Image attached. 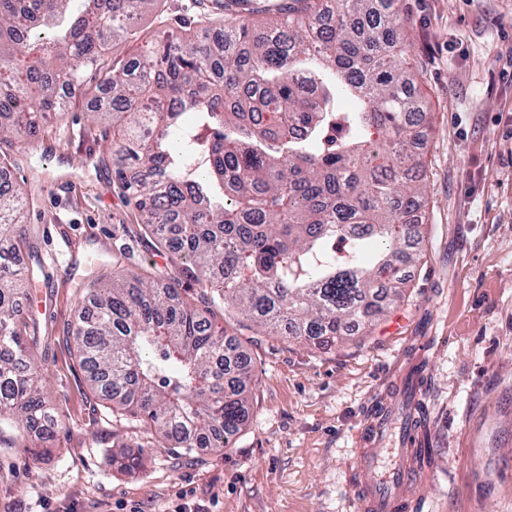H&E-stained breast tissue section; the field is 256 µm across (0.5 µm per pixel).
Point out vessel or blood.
Wrapping results in <instances>:
<instances>
[{
  "label": "vessel or blood",
  "mask_w": 512,
  "mask_h": 512,
  "mask_svg": "<svg viewBox=\"0 0 512 512\" xmlns=\"http://www.w3.org/2000/svg\"><path fill=\"white\" fill-rule=\"evenodd\" d=\"M395 384L404 403L397 447L385 445L391 425L387 403L374 406L369 420L356 431L362 444L354 465L359 480L352 487L356 512H417L420 489L432 477L431 467L417 450L425 422L416 402L425 385L405 368L399 370Z\"/></svg>",
  "instance_id": "b4317fda"
}]
</instances>
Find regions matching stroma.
<instances>
[{"label": "stroma", "mask_w": 512, "mask_h": 512, "mask_svg": "<svg viewBox=\"0 0 512 512\" xmlns=\"http://www.w3.org/2000/svg\"><path fill=\"white\" fill-rule=\"evenodd\" d=\"M224 0H157L136 41H109V66L149 41L210 35ZM407 67L426 103L425 223L405 296L367 335L331 349L239 334L255 372L249 415L226 448L159 442L88 386L68 334L88 285L118 270L198 284L145 233L97 142L87 98L48 114L39 139L7 148L1 171L25 192L26 247L36 271L21 307L36 322L32 358L45 373L62 426L45 449L0 447V512H355L353 432L392 395L385 382L402 352L430 379L420 397L435 475L422 512H512V0H400ZM440 344L416 355L421 338ZM135 459L127 471L117 458Z\"/></svg>", "instance_id": "35a3bbf8"}]
</instances>
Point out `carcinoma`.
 Wrapping results in <instances>:
<instances>
[{
	"label": "carcinoma",
	"instance_id": "carcinoma-1",
	"mask_svg": "<svg viewBox=\"0 0 512 512\" xmlns=\"http://www.w3.org/2000/svg\"><path fill=\"white\" fill-rule=\"evenodd\" d=\"M157 0H0V144L41 135L97 71L122 21ZM273 12L257 27L252 16ZM217 45L155 44L149 63L112 73L119 106L91 112L146 227L224 321L256 336L341 346L403 295L418 262L427 112L413 98L397 0H252ZM31 48L41 56L21 62ZM343 97L352 107L338 110ZM24 193L0 190V434L52 439L61 419L20 299L36 272L15 268ZM72 326L91 390L187 449L224 448L248 416L252 360L215 335L176 283L114 275L89 285Z\"/></svg>",
	"mask_w": 512,
	"mask_h": 512
}]
</instances>
